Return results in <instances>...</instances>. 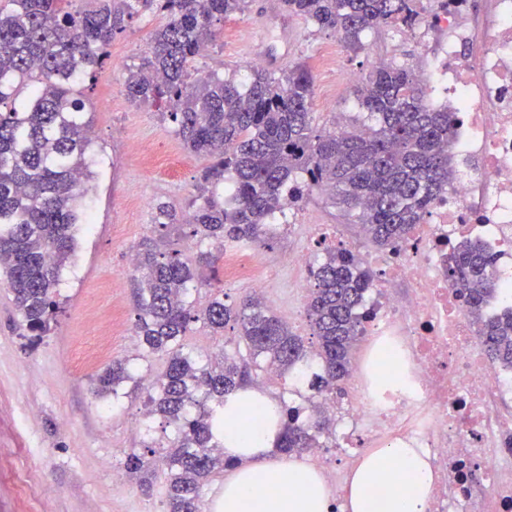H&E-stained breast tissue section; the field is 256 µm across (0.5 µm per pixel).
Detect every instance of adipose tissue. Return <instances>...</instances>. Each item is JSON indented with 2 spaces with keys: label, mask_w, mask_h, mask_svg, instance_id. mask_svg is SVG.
<instances>
[{
  "label": "adipose tissue",
  "mask_w": 512,
  "mask_h": 512,
  "mask_svg": "<svg viewBox=\"0 0 512 512\" xmlns=\"http://www.w3.org/2000/svg\"><path fill=\"white\" fill-rule=\"evenodd\" d=\"M275 400L246 388L224 398V455L236 467L225 480L220 512H331V496L320 471L305 458L278 452L282 429ZM268 413L261 428H232L255 410ZM434 472L420 449L395 443L363 453L346 488V512H423ZM410 484L408 495L390 485Z\"/></svg>",
  "instance_id": "ef3b65f1"
}]
</instances>
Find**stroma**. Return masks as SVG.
Masks as SVG:
<instances>
[{
  "mask_svg": "<svg viewBox=\"0 0 512 512\" xmlns=\"http://www.w3.org/2000/svg\"><path fill=\"white\" fill-rule=\"evenodd\" d=\"M260 2L247 0L242 13L226 19L215 42L191 61V69L245 83L250 58L275 33L256 23ZM161 21L155 12L136 19L113 38L105 68L74 87L94 130L89 156L93 177L81 203L75 253L57 288L60 309L45 335L25 328L0 283V512H166L164 463H156L146 489L136 480L119 483L113 477L127 454L144 453L148 443L173 434L162 419H145L144 400L168 358L141 353L137 346L138 273L128 257L146 241L185 258L193 255L195 241L188 227L155 224V206L164 201L185 208L210 163L183 147L155 107L136 104L126 94L128 69L138 63ZM292 24L288 61L303 63L312 72L318 126L328 129L356 119L360 107L354 92L342 90L338 77L367 73L372 64L366 53L344 49L331 32L301 17H293ZM368 38L382 58L417 68L444 35L387 27ZM328 98L335 99V109L325 108ZM143 150L153 154L152 166L141 163ZM286 218L295 231L262 250L270 290L265 303L282 319L288 316L292 279L288 255L307 243L302 225L337 226L356 241L360 253L374 250L322 191L310 192ZM102 342L107 354L90 364L79 362L81 348ZM185 346L205 358L236 348L232 330L216 336L199 321L190 323ZM116 358L130 359L133 382L118 396H96L97 374Z\"/></svg>",
  "mask_w": 512,
  "mask_h": 512,
  "instance_id": "obj_1",
  "label": "stroma"
}]
</instances>
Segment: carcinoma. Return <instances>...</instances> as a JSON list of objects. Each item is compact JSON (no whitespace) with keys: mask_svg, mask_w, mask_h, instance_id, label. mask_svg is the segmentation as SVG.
<instances>
[{"mask_svg":"<svg viewBox=\"0 0 512 512\" xmlns=\"http://www.w3.org/2000/svg\"><path fill=\"white\" fill-rule=\"evenodd\" d=\"M285 11L336 34L351 50L364 48L372 30L407 27L420 0H283ZM247 0H8L0 7V273L23 325L49 331L59 303L56 288L75 251L80 199L91 176L92 138L84 103L73 86L104 68L106 46L146 10L165 23L126 80L128 97L160 105L184 148L215 159L195 186L188 211L156 207L162 227H191L197 250L146 246L136 254L140 274L135 323L146 353L169 356L147 395L146 417L174 427L178 444L165 451L167 512H200L209 479L224 471V396L254 373L275 367L304 375L317 394L346 378L353 351L366 331L362 311L373 272L347 250L327 246L313 267L306 317L307 342L256 297L224 303L217 286L196 309L191 288L214 266L213 250L245 242L263 248L269 224L297 205L303 188L330 191L333 203L360 225L378 249L407 238L457 178L451 148L458 116L430 102L414 68L396 61L375 65L354 89L361 108L376 119L364 135L318 128L312 112L310 69L256 68L247 87L215 71L192 75L190 62L216 36V25L244 11ZM27 89L21 104L20 91ZM495 257L477 239L457 242L448 277L481 348L512 368V308L486 314L493 297ZM203 321L216 336L237 331L244 354L203 360L185 348L189 324ZM131 379L129 361L112 360L95 379L98 395L117 394ZM283 453H303L330 435V422L280 402ZM125 469L147 482L150 459L132 452Z\"/></svg>","mask_w":512,"mask_h":512,"instance_id":"obj_1","label":"carcinoma"}]
</instances>
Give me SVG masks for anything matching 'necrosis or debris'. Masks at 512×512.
Wrapping results in <instances>:
<instances>
[{
  "instance_id": "obj_1",
  "label": "necrosis or debris",
  "mask_w": 512,
  "mask_h": 512,
  "mask_svg": "<svg viewBox=\"0 0 512 512\" xmlns=\"http://www.w3.org/2000/svg\"><path fill=\"white\" fill-rule=\"evenodd\" d=\"M487 5L482 22L471 0L420 15L421 26L446 34L419 79L432 86L434 106L457 112L452 149L466 173L411 236L372 256L379 280L368 293L364 348L342 384L348 403L330 392L317 398L346 426L309 452L342 485L356 464L352 448L423 449L435 474L426 512H512V414L501 410L512 400V370L483 354L448 279V255L470 233L496 257L494 309L512 306V0ZM263 271L254 246L225 250V282L262 290ZM383 347L399 357L404 384L376 386Z\"/></svg>"
}]
</instances>
